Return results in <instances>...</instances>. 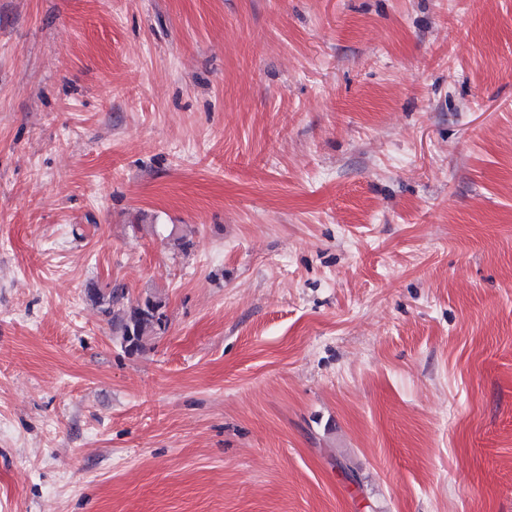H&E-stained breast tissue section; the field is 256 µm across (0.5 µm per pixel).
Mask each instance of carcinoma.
I'll list each match as a JSON object with an SVG mask.
<instances>
[{"label": "carcinoma", "instance_id": "obj_1", "mask_svg": "<svg viewBox=\"0 0 512 512\" xmlns=\"http://www.w3.org/2000/svg\"><path fill=\"white\" fill-rule=\"evenodd\" d=\"M86 297L93 307L108 318L129 355L142 352L151 337L166 329L165 302L157 294H148L127 304L123 286L110 283L101 286L93 282L86 288Z\"/></svg>", "mask_w": 512, "mask_h": 512}]
</instances>
